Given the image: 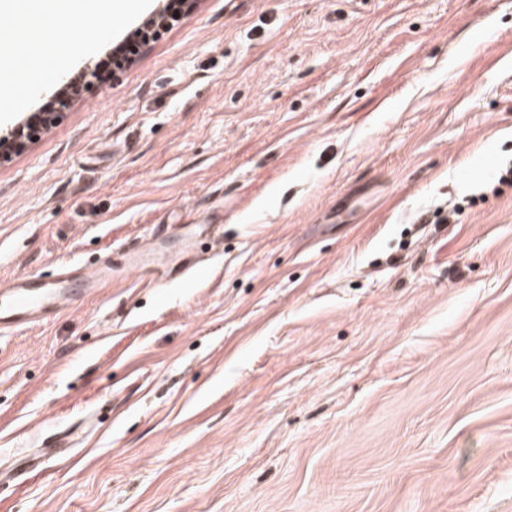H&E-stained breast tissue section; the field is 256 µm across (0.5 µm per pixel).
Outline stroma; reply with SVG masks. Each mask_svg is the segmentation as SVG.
I'll return each mask as SVG.
<instances>
[{
	"mask_svg": "<svg viewBox=\"0 0 512 512\" xmlns=\"http://www.w3.org/2000/svg\"><path fill=\"white\" fill-rule=\"evenodd\" d=\"M487 157L512 0H200L86 80L0 164V281L112 263L0 334V512H512Z\"/></svg>",
	"mask_w": 512,
	"mask_h": 512,
	"instance_id": "35a3bbf8",
	"label": "stroma"
}]
</instances>
